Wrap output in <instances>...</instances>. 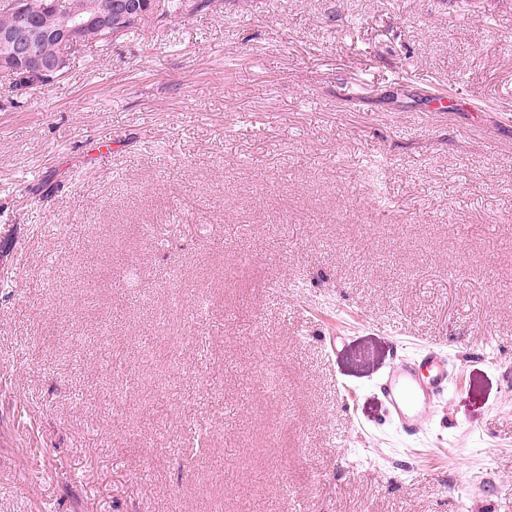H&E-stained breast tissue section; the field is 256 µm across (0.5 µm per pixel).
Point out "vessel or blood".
<instances>
[{
  "instance_id": "obj_1",
  "label": "vessel or blood",
  "mask_w": 512,
  "mask_h": 512,
  "mask_svg": "<svg viewBox=\"0 0 512 512\" xmlns=\"http://www.w3.org/2000/svg\"><path fill=\"white\" fill-rule=\"evenodd\" d=\"M452 378L448 357L439 345L428 344L414 354L400 355L378 384L388 422L404 436L418 435Z\"/></svg>"
}]
</instances>
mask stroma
I'll use <instances>...</instances> for the list:
<instances>
[{
	"label": "stroma",
	"mask_w": 512,
	"mask_h": 512,
	"mask_svg": "<svg viewBox=\"0 0 512 512\" xmlns=\"http://www.w3.org/2000/svg\"><path fill=\"white\" fill-rule=\"evenodd\" d=\"M197 2L0 71V512H512V0ZM452 378L453 369L440 345L427 344L413 355L401 354L378 384L388 422L406 437L418 435Z\"/></svg>",
	"instance_id": "35a3bbf8"
}]
</instances>
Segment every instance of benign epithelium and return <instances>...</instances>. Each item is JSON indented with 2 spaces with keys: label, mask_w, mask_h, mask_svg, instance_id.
I'll return each mask as SVG.
<instances>
[{
  "label": "benign epithelium",
  "mask_w": 512,
  "mask_h": 512,
  "mask_svg": "<svg viewBox=\"0 0 512 512\" xmlns=\"http://www.w3.org/2000/svg\"><path fill=\"white\" fill-rule=\"evenodd\" d=\"M149 0H112V12L103 14L94 6L86 5L78 11L61 9V0H45L46 11L60 17L53 32L59 53L52 59L43 58L38 50L43 34L33 28L27 17L25 0H14L17 22L10 28H0V67L10 72L24 69L34 72L45 87L62 77L69 63V51L85 38L99 39L112 30V13L134 16L144 20L151 11Z\"/></svg>",
  "instance_id": "benign-epithelium-1"
}]
</instances>
